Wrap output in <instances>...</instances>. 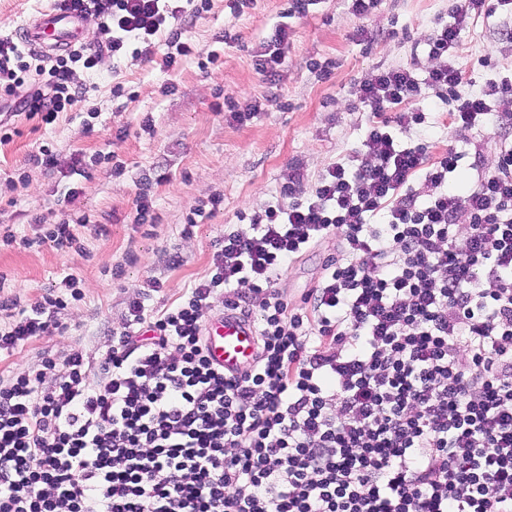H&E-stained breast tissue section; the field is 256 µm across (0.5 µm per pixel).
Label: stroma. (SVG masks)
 <instances>
[{"instance_id":"1","label":"stroma","mask_w":512,"mask_h":512,"mask_svg":"<svg viewBox=\"0 0 512 512\" xmlns=\"http://www.w3.org/2000/svg\"><path fill=\"white\" fill-rule=\"evenodd\" d=\"M289 0H246L240 10L228 0H210L207 10L187 24L194 52L175 69L158 61L124 57L91 76L72 64L75 85L89 92L61 112L53 126L40 118L14 117L18 130L0 144V273L5 289L31 303L56 289L63 276L78 280L82 300L61 310L64 335L29 341L8 361L11 369L37 368L45 351L66 352L80 343L87 356L101 358L112 344L129 302L144 282L158 278L162 290L149 304L169 306L212 259L211 243L240 210H260L278 196L294 167L315 177L334 159L359 146L370 115L358 103L359 82L375 69L406 67L423 73L429 64L425 37L438 18L449 15L451 0H379L364 16L349 0H319L302 17L287 18ZM290 27L288 63L269 81L255 65V54L280 20ZM504 14L468 26L462 33L458 63L466 92H480L492 72L512 73V38L504 37ZM235 43H225V35ZM491 56L493 69L479 65ZM120 96H113V87ZM254 111L240 124L231 111ZM151 115L153 132L140 128ZM405 142L425 139L437 148L465 154L457 177L473 181L476 142L485 157L495 153L486 131L456 132L444 105H437L424 129L399 131ZM49 144L58 165L48 169L33 160ZM88 158L86 175L74 174V155ZM122 174H115V167ZM77 188L65 198V188ZM148 191L155 219L138 224L135 200ZM223 196L224 208L190 239L180 230L193 208ZM88 217L80 229L81 251L61 253L45 245L28 249L21 236L42 226ZM103 225L105 235L95 234ZM17 240L4 242L5 233ZM327 240L286 269L279 287L290 307H301L321 266L335 253ZM179 264H170V256Z\"/></svg>"}]
</instances>
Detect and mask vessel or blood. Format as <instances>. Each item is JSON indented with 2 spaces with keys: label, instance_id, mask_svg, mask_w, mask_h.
I'll return each mask as SVG.
<instances>
[{
  "label": "vessel or blood",
  "instance_id": "vessel-or-blood-1",
  "mask_svg": "<svg viewBox=\"0 0 512 512\" xmlns=\"http://www.w3.org/2000/svg\"><path fill=\"white\" fill-rule=\"evenodd\" d=\"M17 36L28 49L41 54L71 48L85 39L80 14L56 7L32 15ZM205 336L211 362L225 374L239 376L254 365L258 341L250 319L225 311L207 322Z\"/></svg>",
  "mask_w": 512,
  "mask_h": 512
}]
</instances>
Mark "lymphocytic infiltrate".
<instances>
[{
    "label": "lymphocytic infiltrate",
    "mask_w": 512,
    "mask_h": 512,
    "mask_svg": "<svg viewBox=\"0 0 512 512\" xmlns=\"http://www.w3.org/2000/svg\"><path fill=\"white\" fill-rule=\"evenodd\" d=\"M56 4L96 12L101 36L41 86L25 83L24 46L0 38V143L18 113L57 120L73 100L69 62L93 71L161 43L168 71L192 52L180 0ZM499 11L512 0H452L423 75L361 81L360 148L239 211L205 275L167 308L130 301L103 357L74 347L0 373V512H512V113L491 107L512 100V74L466 94L457 63L464 27ZM428 89L450 126L499 142L467 187L461 152L394 134L425 124ZM87 224L6 240L63 251ZM331 237L335 255L289 307L281 273ZM4 284L0 362L64 333L68 305L53 292L24 306ZM217 303L255 319L257 361L239 377L207 354Z\"/></svg>",
    "instance_id": "f902f5d3"
}]
</instances>
